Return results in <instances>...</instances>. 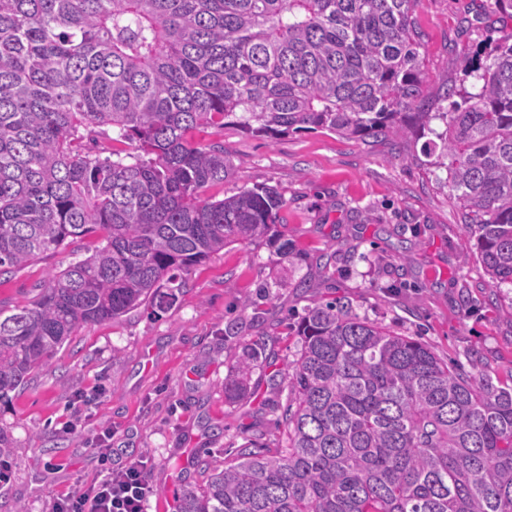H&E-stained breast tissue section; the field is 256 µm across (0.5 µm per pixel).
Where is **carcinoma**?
I'll use <instances>...</instances> for the list:
<instances>
[{"label": "carcinoma", "mask_w": 512, "mask_h": 512, "mask_svg": "<svg viewBox=\"0 0 512 512\" xmlns=\"http://www.w3.org/2000/svg\"><path fill=\"white\" fill-rule=\"evenodd\" d=\"M419 0H0V277L85 237L92 254L25 306L0 304V401L78 330L142 308L159 317L183 273L236 242L286 258L277 188L217 199L226 126L423 138L469 210L492 286L512 285V34L447 88L450 112H410ZM124 143L108 155L88 147ZM275 453L247 440L193 464L177 512H512V384L465 373L420 340L319 301L296 326ZM264 350L244 345L224 404L250 394Z\"/></svg>", "instance_id": "obj_1"}]
</instances>
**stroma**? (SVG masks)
I'll list each match as a JSON object with an SVG mask.
<instances>
[{
    "instance_id": "1",
    "label": "stroma",
    "mask_w": 512,
    "mask_h": 512,
    "mask_svg": "<svg viewBox=\"0 0 512 512\" xmlns=\"http://www.w3.org/2000/svg\"><path fill=\"white\" fill-rule=\"evenodd\" d=\"M413 19L429 112L450 110L447 88L474 53L512 32L490 0H419ZM192 140L224 145L230 173L216 198L278 188L292 256L263 242L231 245L191 267L177 305L161 317L134 311L79 329L24 390L0 401V427L13 441L0 512H48L54 497L100 478L88 440L105 427L111 467L147 459L149 512H176V491L200 480L199 451L220 462L248 438L276 448L287 395L270 382L287 378L300 349L295 327L319 301L350 300L359 316L420 339L463 371L478 359L492 379L512 372V285L490 286L466 211L422 141L321 130L251 136L232 127ZM97 242L76 241L0 279V300L27 304L50 272ZM247 344L262 345L267 359L252 396L229 407L224 378ZM76 414L79 425L67 428ZM215 424L223 434H212Z\"/></svg>"
}]
</instances>
